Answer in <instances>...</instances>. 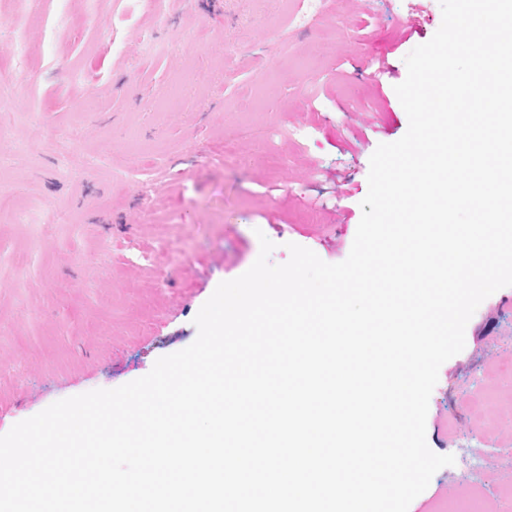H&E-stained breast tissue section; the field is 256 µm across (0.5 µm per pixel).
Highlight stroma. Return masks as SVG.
Wrapping results in <instances>:
<instances>
[{"instance_id": "obj_1", "label": "stroma", "mask_w": 512, "mask_h": 512, "mask_svg": "<svg viewBox=\"0 0 512 512\" xmlns=\"http://www.w3.org/2000/svg\"><path fill=\"white\" fill-rule=\"evenodd\" d=\"M0 0V434L189 346L259 235L335 264L370 157L408 117L405 56L439 0ZM386 59L389 75L371 74ZM347 183L345 209L322 192ZM453 455L409 512L512 490V286L478 307L429 401Z\"/></svg>"}]
</instances>
